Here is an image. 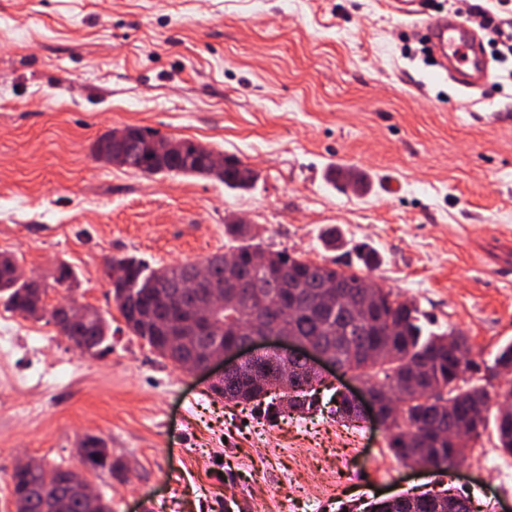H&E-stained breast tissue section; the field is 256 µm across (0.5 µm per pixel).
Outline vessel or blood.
Masks as SVG:
<instances>
[{"instance_id": "vessel-or-blood-1", "label": "vessel or blood", "mask_w": 512, "mask_h": 512, "mask_svg": "<svg viewBox=\"0 0 512 512\" xmlns=\"http://www.w3.org/2000/svg\"><path fill=\"white\" fill-rule=\"evenodd\" d=\"M394 13L418 18L417 36L430 50L433 65L466 91L482 89L489 77L485 36L466 20L442 12H430L426 0H389Z\"/></svg>"}]
</instances>
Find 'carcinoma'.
<instances>
[{"mask_svg":"<svg viewBox=\"0 0 512 512\" xmlns=\"http://www.w3.org/2000/svg\"><path fill=\"white\" fill-rule=\"evenodd\" d=\"M134 136L122 144L97 139L94 156L122 157L121 166L142 174L175 173L213 178L231 191L254 188L259 174L233 156H224V169L210 162L213 150L188 138L164 150V137L147 127L132 128ZM224 236L233 240L226 254L203 260L211 272L208 291L222 305L208 307L197 295L180 288L191 279L197 264L184 263L148 268L134 257L114 256L118 277L112 296L132 335L143 339L161 358L179 368H190L206 357L219 341L244 339L256 332L280 329L297 340L328 351L339 367L380 389L398 392L396 407L384 406L389 448L402 462L449 469L464 459L468 441L486 427L484 408L490 400L482 386L461 388V374L474 362L468 359L467 338L459 332L426 328L413 302L399 301L393 292L352 270L314 264L284 251L270 252L267 268L253 267V255L263 251L250 224H226ZM16 260L0 254V304L25 319L56 311L33 299L30 285L15 275ZM76 278L72 268L60 265L57 287L71 290ZM110 321L100 312L78 324L72 333L100 347L109 336ZM453 342H448V339ZM262 363L273 374L262 385L246 376L229 377L210 385V391L228 402L247 403L271 398L266 410L289 416L311 410L314 386L320 376H308L305 364L269 355ZM286 369L301 376L281 384L278 372ZM336 414L357 421L360 413L347 399L336 396ZM463 428L464 436L451 440L448 432ZM498 448L512 456V413L496 417ZM80 462L93 470L112 469L105 442L93 437L80 444ZM65 465L37 464L14 467L11 497L15 512H86L84 496L74 492L65 509L58 507ZM396 512H472L469 498L450 489L425 493Z\"/></svg>","mask_w":512,"mask_h":512,"instance_id":"cac0c4a2","label":"carcinoma"}]
</instances>
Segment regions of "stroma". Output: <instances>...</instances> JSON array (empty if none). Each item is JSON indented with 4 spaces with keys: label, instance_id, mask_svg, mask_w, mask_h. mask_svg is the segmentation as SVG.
<instances>
[{
    "label": "stroma",
    "instance_id": "35a3bbf8",
    "mask_svg": "<svg viewBox=\"0 0 512 512\" xmlns=\"http://www.w3.org/2000/svg\"><path fill=\"white\" fill-rule=\"evenodd\" d=\"M387 0H0V253L47 287L68 264L74 299L112 325L84 352L49 319L0 306L14 341L0 357V512H14L20 460L79 467V442L107 443L115 472L85 470L112 512H342L364 500L454 489L474 512H512V456L494 422L447 470L411 469L373 419H336L326 375L310 412L268 419L211 394L125 328L108 258L152 267L227 251L244 216L271 251L357 264L467 336L490 410L512 388L494 369L512 342V58L502 85L465 94L429 65ZM148 127L236 155L247 193L209 178L145 175L97 161L109 131ZM363 176L355 191L332 166ZM340 229L344 245L322 236ZM497 468L484 467V458ZM350 460L343 470L342 460Z\"/></svg>",
    "mask_w": 512,
    "mask_h": 512
}]
</instances>
